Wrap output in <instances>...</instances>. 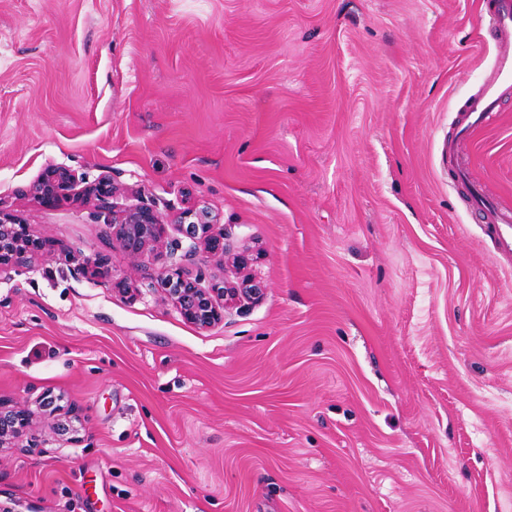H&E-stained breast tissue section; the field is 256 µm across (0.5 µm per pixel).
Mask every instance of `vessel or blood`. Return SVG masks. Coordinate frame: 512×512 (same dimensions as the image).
I'll return each instance as SVG.
<instances>
[{
	"label": "vessel or blood",
	"instance_id": "vessel-or-blood-1",
	"mask_svg": "<svg viewBox=\"0 0 512 512\" xmlns=\"http://www.w3.org/2000/svg\"><path fill=\"white\" fill-rule=\"evenodd\" d=\"M495 48V63L476 92L468 99L461 113L458 136L449 140L442 150V159L451 172H459V150L463 138L496 121L503 97L512 92V0H493L483 17ZM471 205L479 211L486 223L499 226L501 242H508L512 235L507 228L512 225V208L480 190L471 193Z\"/></svg>",
	"mask_w": 512,
	"mask_h": 512
}]
</instances>
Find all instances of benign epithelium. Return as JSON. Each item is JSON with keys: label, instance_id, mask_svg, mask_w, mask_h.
Listing matches in <instances>:
<instances>
[{"label": "benign epithelium", "instance_id": "obj_1", "mask_svg": "<svg viewBox=\"0 0 512 512\" xmlns=\"http://www.w3.org/2000/svg\"><path fill=\"white\" fill-rule=\"evenodd\" d=\"M75 185V176L65 168H50L30 187L33 198L42 205H53L69 197ZM119 188L112 178L104 176L90 185L85 196L94 200L101 210L112 213L111 224L127 254L136 258L143 252L155 250L165 244L168 224L164 217L147 205L115 211L112 198ZM215 216L204 208L184 209L178 216L179 232L197 241L212 258L224 261V234L213 232ZM46 241L30 237L15 215L0 210V275L17 272L31 259L44 252ZM202 275L190 277L181 268H166L155 279L165 297L173 303L187 322L207 327L224 318V303L244 296L258 298L262 285L249 277L222 286H201ZM33 425L32 417L19 405H6L0 400V447L16 444L26 436Z\"/></svg>", "mask_w": 512, "mask_h": 512}]
</instances>
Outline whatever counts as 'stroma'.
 Segmentation results:
<instances>
[{"label": "stroma", "mask_w": 512, "mask_h": 512, "mask_svg": "<svg viewBox=\"0 0 512 512\" xmlns=\"http://www.w3.org/2000/svg\"><path fill=\"white\" fill-rule=\"evenodd\" d=\"M484 0H0V209L47 255L0 280L13 512H512V252L442 162L494 61ZM512 202V94L468 149ZM209 208L261 299L201 329L94 202ZM105 258L109 274L77 257ZM60 398L62 411L43 406ZM78 434L53 428L65 409ZM75 176L65 168H50L32 184L29 191L42 205H53L69 197L75 185ZM33 425L32 417L19 405H5L0 400V447H12L26 436Z\"/></svg>", "instance_id": "35a3bbf8"}]
</instances>
